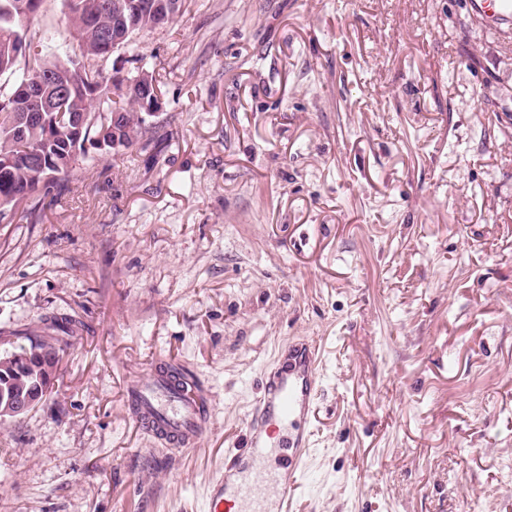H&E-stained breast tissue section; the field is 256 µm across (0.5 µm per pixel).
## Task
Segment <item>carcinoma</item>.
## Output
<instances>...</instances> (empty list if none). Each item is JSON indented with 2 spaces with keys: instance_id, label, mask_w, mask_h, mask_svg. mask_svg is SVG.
I'll use <instances>...</instances> for the list:
<instances>
[{
  "instance_id": "carcinoma-1",
  "label": "carcinoma",
  "mask_w": 512,
  "mask_h": 512,
  "mask_svg": "<svg viewBox=\"0 0 512 512\" xmlns=\"http://www.w3.org/2000/svg\"><path fill=\"white\" fill-rule=\"evenodd\" d=\"M43 2L37 0V7L32 9L30 0H0V156H12L16 160L12 168L0 169V212L14 213L21 207L35 211L43 207L46 198L61 193L65 181L88 158L89 150L104 156L98 143L112 140L113 113L120 115L123 136L133 145L148 130V122L142 116L145 105L151 104V92L141 90L135 96L122 94L120 86L133 81L134 75L116 68L107 72L93 64L96 59L110 56L99 47L97 30L112 28V12H102L93 28L81 12L85 0H64L72 53L60 56L43 45L28 58H23L16 43L26 39ZM173 20L172 14L163 15L147 9L122 29V44H127L142 31L163 27ZM74 57L82 61L81 86L70 96L60 98L57 87L47 83L43 95L56 102V109L51 114L77 112L83 115L81 138L73 139L66 125L51 121L35 122L23 135H17L13 125L14 111L28 107L26 101L15 98L17 81L25 76L35 79L62 72L73 66ZM33 143H43L47 147L45 160L37 165L30 162L28 154V147ZM23 338L26 344L18 346L12 356L0 355V392H27L40 372L39 357L45 352L58 356L63 351L56 335L30 331Z\"/></svg>"
}]
</instances>
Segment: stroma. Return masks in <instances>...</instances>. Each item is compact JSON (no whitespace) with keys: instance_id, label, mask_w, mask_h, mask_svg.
<instances>
[{"instance_id":"obj_1","label":"stroma","mask_w":512,"mask_h":512,"mask_svg":"<svg viewBox=\"0 0 512 512\" xmlns=\"http://www.w3.org/2000/svg\"><path fill=\"white\" fill-rule=\"evenodd\" d=\"M468 0H186L102 59L161 83L118 157L0 224V353L72 315L0 422V512H208L261 377L322 354L296 512H512V44ZM165 361L196 447L129 418Z\"/></svg>"}]
</instances>
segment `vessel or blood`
Returning <instances> with one entry per match:
<instances>
[{
  "instance_id": "obj_1",
  "label": "vessel or blood",
  "mask_w": 512,
  "mask_h": 512,
  "mask_svg": "<svg viewBox=\"0 0 512 512\" xmlns=\"http://www.w3.org/2000/svg\"><path fill=\"white\" fill-rule=\"evenodd\" d=\"M496 29L512 26V0H472ZM283 365L264 375L262 392L246 424L243 447L231 449L224 488L212 512H295L309 452L319 392L321 352L315 342H289ZM166 368L130 386L131 417L154 438L181 448L195 447L206 430L211 409L198 390Z\"/></svg>"
}]
</instances>
